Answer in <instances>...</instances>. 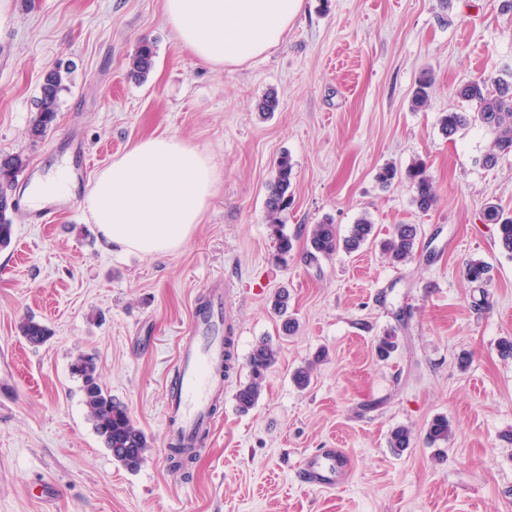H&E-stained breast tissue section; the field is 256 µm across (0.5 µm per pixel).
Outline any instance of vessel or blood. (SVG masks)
Returning a JSON list of instances; mask_svg holds the SVG:
<instances>
[{"label":"vessel or blood","mask_w":512,"mask_h":512,"mask_svg":"<svg viewBox=\"0 0 512 512\" xmlns=\"http://www.w3.org/2000/svg\"><path fill=\"white\" fill-rule=\"evenodd\" d=\"M221 326L220 308L192 314L168 386L164 409L167 443L200 447L203 431L214 422V403L224 394L226 347ZM344 458L340 448H326L309 456L303 465L306 483L316 488L336 487L344 475Z\"/></svg>","instance_id":"b4317fda"}]
</instances>
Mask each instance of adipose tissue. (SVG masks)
<instances>
[{"label":"adipose tissue","instance_id":"obj_1","mask_svg":"<svg viewBox=\"0 0 512 512\" xmlns=\"http://www.w3.org/2000/svg\"><path fill=\"white\" fill-rule=\"evenodd\" d=\"M304 0H164L179 43L215 68L237 66L278 47ZM219 173L197 147L174 136L131 145L94 176L84 208L105 249L146 257L179 250L214 195Z\"/></svg>","mask_w":512,"mask_h":512}]
</instances>
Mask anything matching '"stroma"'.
<instances>
[{
    "mask_svg": "<svg viewBox=\"0 0 512 512\" xmlns=\"http://www.w3.org/2000/svg\"><path fill=\"white\" fill-rule=\"evenodd\" d=\"M156 50L144 80L129 76L141 39ZM64 82L56 121L29 128L44 75ZM426 107L410 100L422 69ZM491 75L512 82V9L505 0H304L284 41L262 59L213 69L164 22V0H0V156L27 160L12 191L15 233L0 248V353L14 358L16 390L0 395V512H512V257L484 221L486 202L512 214V155L480 159L490 133L473 123L439 129L459 109L456 87ZM274 93L273 115L258 110ZM174 135L221 172L193 236L155 257L106 250L83 208L96 172L135 141ZM293 164L282 215L294 248L278 259L264 208L281 155ZM426 161L438 193L429 212L407 182L382 187L378 170ZM76 173L56 221L33 224L27 188L55 163ZM375 240L353 253L311 258L310 225L347 234L361 215ZM418 227L407 263L382 256L394 225ZM490 267L481 286L469 261ZM224 293L235 367L206 445L184 471L164 445V406L175 358L195 309ZM288 293L295 335L272 309ZM45 323L40 346L18 333ZM393 336L387 360L377 340ZM279 350L257 404L234 394L249 355ZM94 355L99 380L148 437L127 471L94 430L72 365ZM312 366L307 388L295 369ZM446 416L447 441L430 443ZM411 430L393 452L390 433ZM344 449L350 473L332 490L306 485L303 459ZM60 495L43 500L44 480Z\"/></svg>",
    "mask_w": 512,
    "mask_h": 512,
    "instance_id": "1",
    "label": "stroma"
}]
</instances>
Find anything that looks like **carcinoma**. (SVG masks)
I'll return each mask as SVG.
<instances>
[{
	"mask_svg": "<svg viewBox=\"0 0 512 512\" xmlns=\"http://www.w3.org/2000/svg\"><path fill=\"white\" fill-rule=\"evenodd\" d=\"M155 50L145 40L138 46L130 61L129 75L141 79L151 70ZM63 76L60 70L48 71L40 87V101L37 115L32 121L29 132L36 139L45 136L56 119L57 96L62 87ZM432 84V75L422 72L415 83L411 98L413 110L425 106L428 89ZM465 102L476 105L475 112L451 111L441 115L439 126L441 132L450 137L459 129L472 122H479L493 136L490 150L484 154L485 166L494 167L498 160L512 153V82L491 77L478 78L463 84L457 91ZM26 167V160L20 155L0 157V202L12 200L11 191L18 174ZM293 178V164L288 155L279 158L275 175L270 181L265 197V210L272 233L276 236L279 255L286 256L293 249V241L284 233L280 224V214L288 208V190ZM405 179L413 190L412 203L421 212L431 210L437 203V192L431 177L427 174L426 162L417 159L403 171L392 164L380 168L376 174L377 182L387 187L398 179ZM488 222L496 226L500 248L512 256V216L504 215L494 203L485 205ZM12 210L0 212V247L11 244L14 236ZM374 225L367 215H362L351 225L344 237L335 224L328 218L311 226L307 237L310 257L319 255L329 257L338 250L347 252L358 250L373 234ZM418 229L414 224H397L390 237L381 242L382 251L395 264H404L414 255ZM490 267L481 260H472L466 265L465 274L472 283L484 285L489 281ZM275 308L284 315L281 324L283 333L291 335L296 330V321L286 316L288 294L278 293ZM21 336L31 345H40L47 341L49 329L45 324L33 318L25 319L19 326ZM278 350L268 341L257 344L249 355V381L240 386L235 393L236 406L239 411L252 409L259 397L263 380L269 369L276 363ZM74 374L82 381L83 402L96 433L101 437L105 448L114 460L125 469L136 471L144 461V454L149 448L145 432L133 421L127 406L112 397L98 382L95 358L83 355L73 367ZM451 433L448 418L443 415L434 417L428 424L427 437L430 442L448 440ZM411 431L402 426L391 431L389 446L400 451L410 445ZM197 452L176 443L170 446L169 459L175 468H182L191 462Z\"/></svg>",
	"mask_w": 512,
	"mask_h": 512,
	"instance_id": "carcinoma-1",
	"label": "carcinoma"
}]
</instances>
